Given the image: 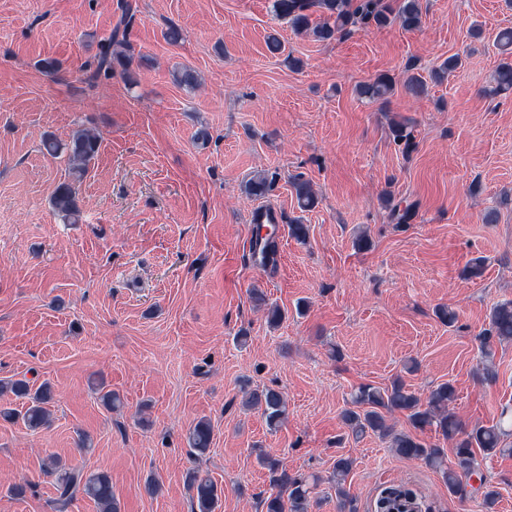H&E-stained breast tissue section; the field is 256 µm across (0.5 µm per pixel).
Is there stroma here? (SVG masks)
Segmentation results:
<instances>
[{"label": "stroma", "instance_id": "35a3bbf8", "mask_svg": "<svg viewBox=\"0 0 512 512\" xmlns=\"http://www.w3.org/2000/svg\"><path fill=\"white\" fill-rule=\"evenodd\" d=\"M130 2L129 39L149 60L132 89L118 73L90 78L119 0H0V380L53 390L43 428L0 418V512H97L82 495L58 510L42 472L51 455L108 473L121 512H191L187 434L202 419L213 442L200 464L224 489L220 512H262L271 485L261 450L324 479L337 456L350 458L344 487L357 512H376L397 485L418 512H512V455L478 456L497 492L489 510L482 497L450 495L438 471L396 456L388 440L346 436L340 418L356 387L397 378L423 397L451 383L468 429L512 409V341L494 344L489 381L478 341L490 310L512 300V91L488 92L512 7L423 0L419 30L395 23L325 44L294 34L270 0ZM172 25L175 45L164 38ZM273 31L283 54L267 48ZM454 54L460 72L426 96L398 86L382 104L354 92L380 74L428 79ZM46 58L60 61L58 74L42 72ZM183 66L200 88L173 81ZM395 121L407 122L412 148L395 142ZM81 126L101 147L78 186L80 221L65 224L50 197L67 160L43 154L41 139ZM201 129L208 144L195 139ZM260 172L277 181L255 198L245 184ZM297 174L318 194L312 210L297 206ZM408 205L397 223L395 208ZM260 208L301 218L309 237L280 228L276 265L257 270ZM363 231L371 246L360 251ZM479 256L483 275L465 278ZM269 306L282 310L279 326ZM95 381L119 409L103 405ZM268 387L287 401L274 430L243 405L246 390ZM14 483L24 496L9 493Z\"/></svg>", "mask_w": 512, "mask_h": 512}]
</instances>
